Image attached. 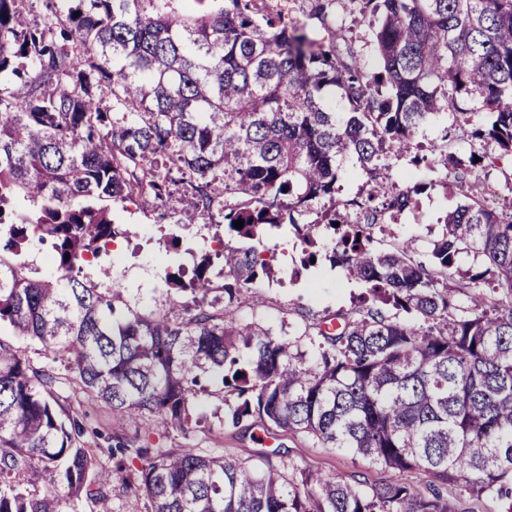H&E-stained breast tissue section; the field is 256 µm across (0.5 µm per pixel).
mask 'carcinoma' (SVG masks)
<instances>
[{
  "instance_id": "obj_1",
  "label": "carcinoma",
  "mask_w": 512,
  "mask_h": 512,
  "mask_svg": "<svg viewBox=\"0 0 512 512\" xmlns=\"http://www.w3.org/2000/svg\"><path fill=\"white\" fill-rule=\"evenodd\" d=\"M266 2L47 0V15L27 18L23 0H0V73L17 78L0 83V325L49 351L121 422L184 431L213 381L223 428L258 420L391 473L361 483L292 461L252 468L116 434L115 470L147 512H473L466 500L512 512V208L485 204L489 173L512 161V0H304L320 39L288 17V0L274 12ZM339 10L378 17V74L339 42ZM328 88L343 110L325 103ZM460 98L490 122L473 123ZM443 115L472 126L468 160L448 154L467 202L425 262L409 239L374 248L373 228L413 192L340 200L345 163L391 186L392 150L438 177L417 138ZM176 191L186 213L243 238L292 226L304 267L333 242L326 260L367 288L357 309L323 319L314 363L236 320L270 275L253 247L224 248L220 286L208 256L187 282L178 268L166 283L191 299L154 310L116 308L106 268L81 276L84 257L117 235L113 205L171 221ZM30 227L53 241L59 276H32ZM463 252L483 266L461 270ZM57 379L0 339V512H76L84 498L112 512V471L74 445ZM39 467L50 487L23 492L16 477Z\"/></svg>"
}]
</instances>
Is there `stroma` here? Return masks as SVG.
I'll return each instance as SVG.
<instances>
[{"label":"stroma","mask_w":512,"mask_h":512,"mask_svg":"<svg viewBox=\"0 0 512 512\" xmlns=\"http://www.w3.org/2000/svg\"><path fill=\"white\" fill-rule=\"evenodd\" d=\"M345 40L351 41L367 74L379 69L374 43L373 21L356 15L339 14ZM395 179L409 177L411 183L422 186L415 206L407 209L394 220L392 237L411 238L420 254H427L431 243L440 232L448 211L461 202L459 185L453 177L435 182L432 170L414 166L409 156H390ZM169 210L178 212L179 225L159 224L153 215L142 213L135 205L115 206L113 219L119 229L106 252L99 256H86L83 268L88 272L109 269L118 285L121 300L142 309L156 308L166 300L180 299L181 294L170 288L164 277L176 270L190 247H203L205 241L224 240L231 248L252 246L249 240L231 234L224 227L198 224L192 216L182 213L178 199H170ZM271 264V278L260 279L253 290L248 306L241 308L239 321L257 322L263 328L285 340L299 342L308 362L319 356L320 337H305V327L314 326L325 315L339 310H349L352 302L364 292L363 283L345 277L343 271L330 267L328 262L297 270L296 260L301 246L290 226L263 233L260 243L254 244ZM59 404L73 417L83 430L75 435L76 445L98 450L100 464L113 468L107 453L114 431L110 425V413L103 403L83 393L69 381H62L55 389ZM202 416L201 426L190 432L170 431L166 436H146L143 425H125L122 434L128 439H150L160 448H198L204 451L224 453L232 459L249 464L260 458L273 463L293 460L300 466L322 473L356 476L360 479L380 481L388 473L367 461L333 448L323 447L310 438H300L289 433L268 437L261 423L222 431L218 424L224 417V394L217 391L201 396L193 410Z\"/></svg>","instance_id":"1"}]
</instances>
